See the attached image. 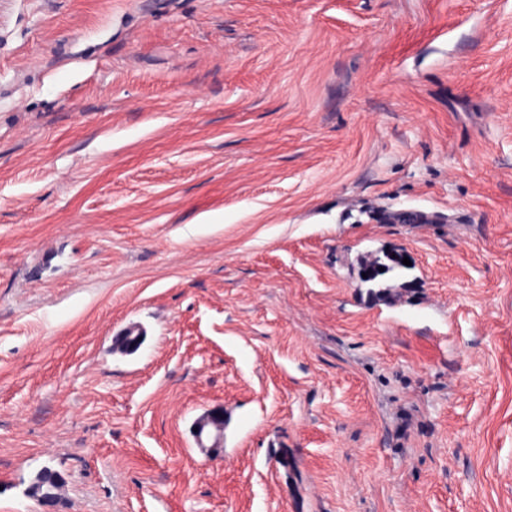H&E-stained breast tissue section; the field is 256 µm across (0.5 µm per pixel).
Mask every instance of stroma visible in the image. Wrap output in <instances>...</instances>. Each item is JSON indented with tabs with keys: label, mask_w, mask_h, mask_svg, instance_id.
Returning <instances> with one entry per match:
<instances>
[{
	"label": "stroma",
	"mask_w": 512,
	"mask_h": 512,
	"mask_svg": "<svg viewBox=\"0 0 512 512\" xmlns=\"http://www.w3.org/2000/svg\"><path fill=\"white\" fill-rule=\"evenodd\" d=\"M0 512H512V0H0ZM371 221L378 224H434L442 218L436 215L412 211L380 210L369 215ZM210 424H213L211 425L213 427H210ZM222 431L223 417L219 411H211L203 415L195 422L192 430L193 436L197 443L204 442V438L211 436L213 432L214 445L212 447L215 448L220 447L219 443L222 439Z\"/></svg>",
	"instance_id": "obj_1"
}]
</instances>
